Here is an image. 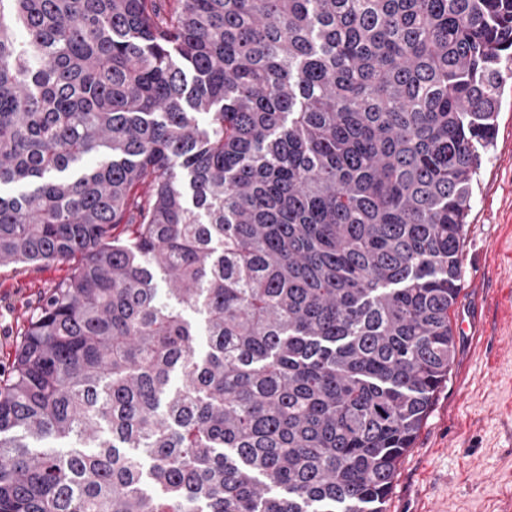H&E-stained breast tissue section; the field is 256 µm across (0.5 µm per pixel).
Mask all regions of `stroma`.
I'll list each match as a JSON object with an SVG mask.
<instances>
[{"label":"stroma","mask_w":512,"mask_h":512,"mask_svg":"<svg viewBox=\"0 0 512 512\" xmlns=\"http://www.w3.org/2000/svg\"><path fill=\"white\" fill-rule=\"evenodd\" d=\"M448 382L402 457L388 512H512V80L472 183ZM71 263L0 269V365Z\"/></svg>","instance_id":"35a3bbf8"}]
</instances>
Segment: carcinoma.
<instances>
[{"label": "carcinoma", "instance_id": "carcinoma-1", "mask_svg": "<svg viewBox=\"0 0 512 512\" xmlns=\"http://www.w3.org/2000/svg\"><path fill=\"white\" fill-rule=\"evenodd\" d=\"M504 58L512 0H0V267L76 261L0 512H386Z\"/></svg>", "mask_w": 512, "mask_h": 512}]
</instances>
